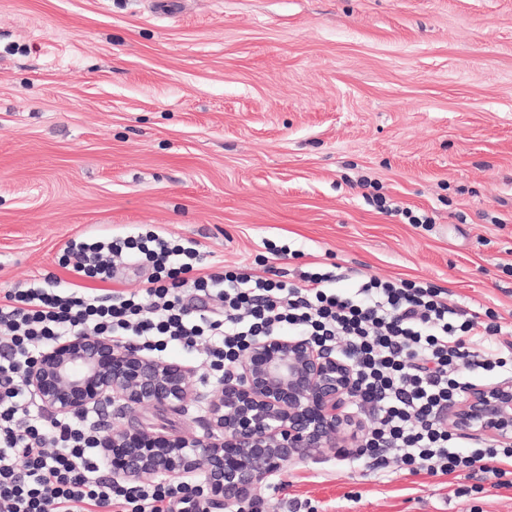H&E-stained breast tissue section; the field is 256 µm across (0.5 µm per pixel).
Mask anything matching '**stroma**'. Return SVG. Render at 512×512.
<instances>
[{"label": "stroma", "mask_w": 512, "mask_h": 512, "mask_svg": "<svg viewBox=\"0 0 512 512\" xmlns=\"http://www.w3.org/2000/svg\"><path fill=\"white\" fill-rule=\"evenodd\" d=\"M135 228L216 271L428 283L512 343V0H0V293L139 290L150 268L59 264ZM202 414L137 418L199 435ZM287 474L262 512H512L479 472L326 453Z\"/></svg>", "instance_id": "35a3bbf8"}]
</instances>
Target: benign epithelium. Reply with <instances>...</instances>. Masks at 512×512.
<instances>
[{
	"label": "benign epithelium",
	"mask_w": 512,
	"mask_h": 512,
	"mask_svg": "<svg viewBox=\"0 0 512 512\" xmlns=\"http://www.w3.org/2000/svg\"><path fill=\"white\" fill-rule=\"evenodd\" d=\"M357 383L347 349L278 335L251 343L204 393L186 366L84 331L41 351L21 376L53 416L93 410L125 417L203 402L201 436L114 421L97 431L96 447L116 482L166 477L227 508L290 465L355 447L364 431L350 411ZM448 430L512 447V379L467 387L448 405Z\"/></svg>",
	"instance_id": "obj_1"
}]
</instances>
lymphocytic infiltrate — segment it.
Masks as SVG:
<instances>
[{
    "mask_svg": "<svg viewBox=\"0 0 512 512\" xmlns=\"http://www.w3.org/2000/svg\"><path fill=\"white\" fill-rule=\"evenodd\" d=\"M107 254L152 263L145 288L98 294L74 283L29 284L0 298V512H207L163 477L112 481L83 420L51 418L25 394L22 372L76 329L118 344L133 340L154 355L199 347L215 372L260 336H302L319 346L342 339L358 363L357 402L373 413L368 447L415 473L477 469L501 479L512 471V447L465 446L448 430L461 371L511 372L512 351L491 342L500 325L450 307L442 289L369 277L344 293L335 273L321 270L302 272L296 284L266 268L203 274L194 246L156 231L71 241L62 260L77 275L106 280Z\"/></svg>",
    "mask_w": 512,
    "mask_h": 512,
    "instance_id": "1",
    "label": "lymphocytic infiltrate"
}]
</instances>
